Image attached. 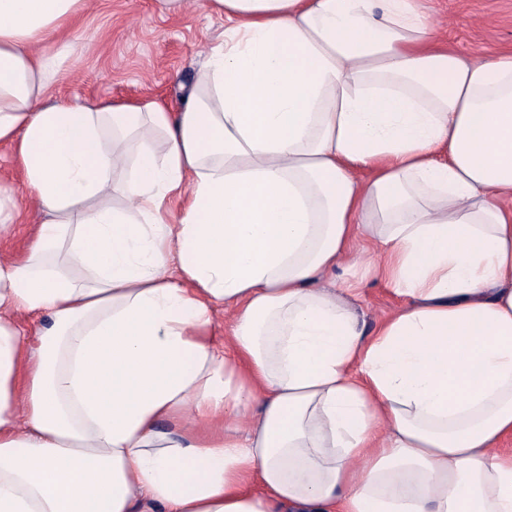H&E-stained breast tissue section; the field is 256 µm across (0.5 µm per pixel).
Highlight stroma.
<instances>
[{"label": "stroma", "instance_id": "obj_1", "mask_svg": "<svg viewBox=\"0 0 512 512\" xmlns=\"http://www.w3.org/2000/svg\"><path fill=\"white\" fill-rule=\"evenodd\" d=\"M204 0H192L181 16L159 14L154 0H85L65 39L70 51L46 98L66 104L153 98L178 109L205 52L224 34V21L208 16ZM430 21L448 47L466 57L512 52V0H429ZM0 180L16 194L20 214L0 233V260L22 257L35 242L40 222L22 190L10 144H0ZM334 277L360 283L361 309L368 328L396 310L402 297L382 282L361 280L351 260Z\"/></svg>", "mask_w": 512, "mask_h": 512}]
</instances>
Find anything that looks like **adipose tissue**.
<instances>
[{
  "instance_id": "ef3b65f1",
  "label": "adipose tissue",
  "mask_w": 512,
  "mask_h": 512,
  "mask_svg": "<svg viewBox=\"0 0 512 512\" xmlns=\"http://www.w3.org/2000/svg\"><path fill=\"white\" fill-rule=\"evenodd\" d=\"M83 4L0 0L41 215L0 261V512H512V53L422 0H206L180 111L46 102ZM358 240L407 300L371 331L325 283Z\"/></svg>"
}]
</instances>
